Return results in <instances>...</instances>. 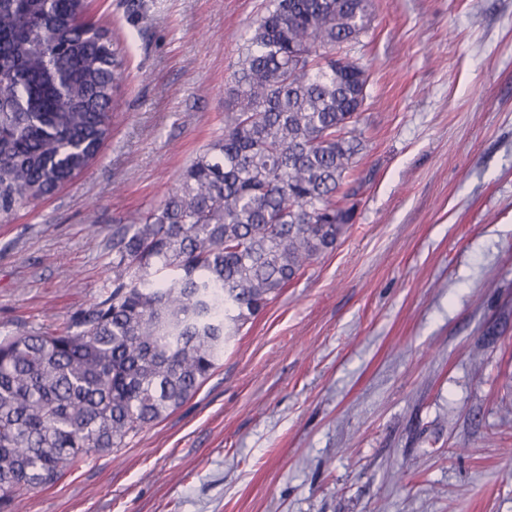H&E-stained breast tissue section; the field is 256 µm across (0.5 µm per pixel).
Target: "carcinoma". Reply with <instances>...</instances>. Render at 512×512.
I'll list each match as a JSON object with an SVG mask.
<instances>
[{
    "mask_svg": "<svg viewBox=\"0 0 512 512\" xmlns=\"http://www.w3.org/2000/svg\"><path fill=\"white\" fill-rule=\"evenodd\" d=\"M368 0H272L239 57L224 131L180 188L112 225V284L51 333L0 338V512L192 398L226 343L353 219L368 75L329 56ZM85 0H0V222L71 181L110 134L126 52ZM62 76L36 95L29 80Z\"/></svg>",
    "mask_w": 512,
    "mask_h": 512,
    "instance_id": "carcinoma-1",
    "label": "carcinoma"
}]
</instances>
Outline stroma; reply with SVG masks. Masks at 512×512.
Here are the masks:
<instances>
[{
	"instance_id": "stroma-1",
	"label": "stroma",
	"mask_w": 512,
	"mask_h": 512,
	"mask_svg": "<svg viewBox=\"0 0 512 512\" xmlns=\"http://www.w3.org/2000/svg\"><path fill=\"white\" fill-rule=\"evenodd\" d=\"M269 0H92L127 50L88 168L0 224V336L112 282V225L224 128ZM335 250L230 339L199 391L20 512H512V0H369Z\"/></svg>"
}]
</instances>
